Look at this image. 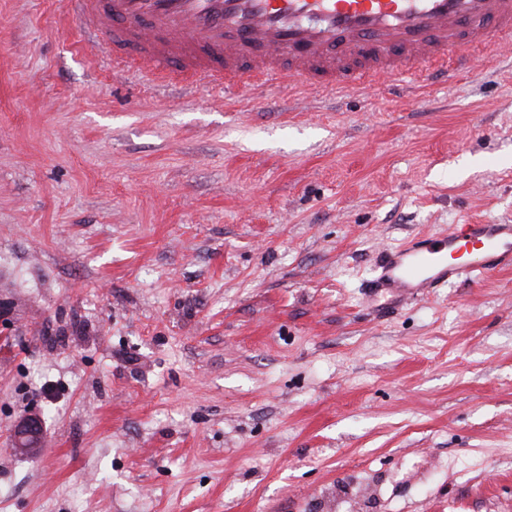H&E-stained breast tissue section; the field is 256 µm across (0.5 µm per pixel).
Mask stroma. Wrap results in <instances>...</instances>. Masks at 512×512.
Returning a JSON list of instances; mask_svg holds the SVG:
<instances>
[{
	"label": "stroma",
	"mask_w": 512,
	"mask_h": 512,
	"mask_svg": "<svg viewBox=\"0 0 512 512\" xmlns=\"http://www.w3.org/2000/svg\"><path fill=\"white\" fill-rule=\"evenodd\" d=\"M111 51L0 0V512H512V268L364 294L512 222V49L336 95ZM510 267L512 224H457L443 237L423 236L398 250L382 252L370 297L423 296L476 269L488 273ZM15 449L23 453H31L41 447V421L37 417H27L18 422L14 429Z\"/></svg>",
	"instance_id": "obj_1"
}]
</instances>
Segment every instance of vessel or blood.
<instances>
[{
  "label": "vessel or blood",
  "instance_id": "1",
  "mask_svg": "<svg viewBox=\"0 0 512 512\" xmlns=\"http://www.w3.org/2000/svg\"><path fill=\"white\" fill-rule=\"evenodd\" d=\"M88 41L116 58L232 86L278 74L321 91L358 86L428 66L512 34V0H65ZM512 267V224H459L382 252L371 295L404 299L463 275Z\"/></svg>",
  "mask_w": 512,
  "mask_h": 512
}]
</instances>
